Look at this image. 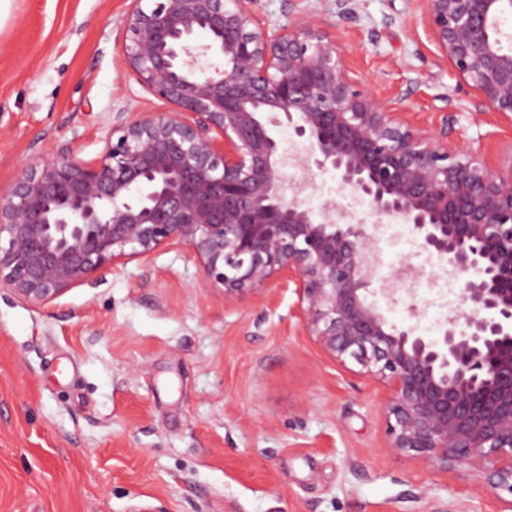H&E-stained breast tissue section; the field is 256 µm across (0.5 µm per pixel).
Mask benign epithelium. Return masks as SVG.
Segmentation results:
<instances>
[{
    "instance_id": "benign-epithelium-1",
    "label": "benign epithelium",
    "mask_w": 512,
    "mask_h": 512,
    "mask_svg": "<svg viewBox=\"0 0 512 512\" xmlns=\"http://www.w3.org/2000/svg\"><path fill=\"white\" fill-rule=\"evenodd\" d=\"M423 2L453 73L512 120V51L498 38L512 0ZM250 3L132 0L124 54L171 109L117 117L94 158L68 150L23 165L0 192V285L46 307L168 244L187 247L198 287L226 301L291 284L308 335L384 390L390 447L445 474L473 465L512 494V156L491 167L451 138L449 118L436 134L413 126L361 88L315 20L269 29ZM284 124L305 143L289 162ZM288 164L301 181L287 184ZM317 170L376 223L333 200L314 211L303 193ZM385 220L409 225L462 282L437 336L369 300ZM418 276L402 262L379 292L396 304Z\"/></svg>"
}]
</instances>
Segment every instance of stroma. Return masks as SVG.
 Returning a JSON list of instances; mask_svg holds the SVG:
<instances>
[{
	"mask_svg": "<svg viewBox=\"0 0 512 512\" xmlns=\"http://www.w3.org/2000/svg\"><path fill=\"white\" fill-rule=\"evenodd\" d=\"M130 0H0V191L50 153L95 156L116 113L162 101L123 55ZM269 27L311 16L375 96L492 164L512 121L478 110L422 0H253ZM389 317L427 328L460 303L433 279ZM190 250L159 248L37 308L0 287V512H512L468 465L390 448L379 385L308 336L287 284L227 301Z\"/></svg>",
	"mask_w": 512,
	"mask_h": 512,
	"instance_id": "1",
	"label": "stroma"
}]
</instances>
